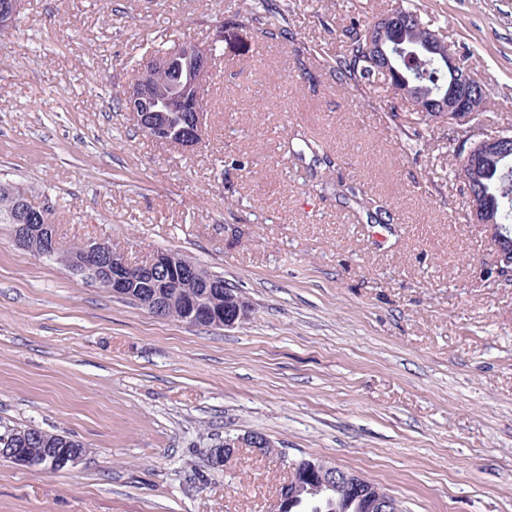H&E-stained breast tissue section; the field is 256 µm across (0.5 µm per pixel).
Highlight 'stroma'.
I'll return each mask as SVG.
<instances>
[{"instance_id": "obj_1", "label": "stroma", "mask_w": 512, "mask_h": 512, "mask_svg": "<svg viewBox=\"0 0 512 512\" xmlns=\"http://www.w3.org/2000/svg\"><path fill=\"white\" fill-rule=\"evenodd\" d=\"M249 2L26 0L0 29V179L51 200L64 246L176 251L252 306L228 329L160 319L0 224V421L88 449L56 473L0 460V512H271L302 457L404 512H512V285L465 220L457 137L328 66L346 27L411 6L480 79L483 132L510 128L512 0H288L291 37L268 43ZM186 39L221 57L205 139L182 153L116 99ZM251 431L278 454L211 466Z\"/></svg>"}]
</instances>
